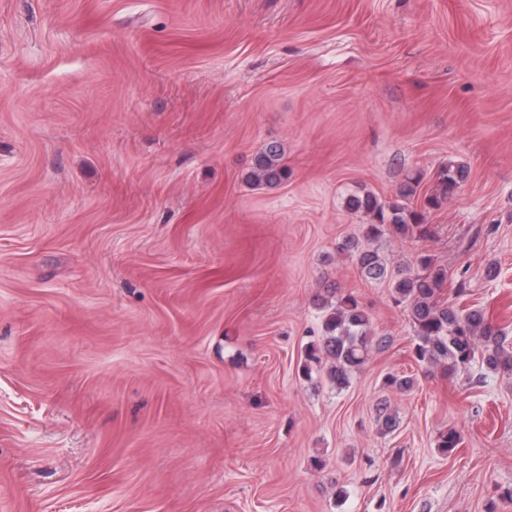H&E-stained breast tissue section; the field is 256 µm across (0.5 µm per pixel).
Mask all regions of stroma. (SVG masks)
I'll use <instances>...</instances> for the list:
<instances>
[{
    "label": "stroma",
    "mask_w": 512,
    "mask_h": 512,
    "mask_svg": "<svg viewBox=\"0 0 512 512\" xmlns=\"http://www.w3.org/2000/svg\"><path fill=\"white\" fill-rule=\"evenodd\" d=\"M448 162L380 251L512 327V0H0V512H512V379L420 375L340 249ZM327 287L388 339L340 391L300 371ZM287 175L280 146L269 145L256 156L252 179L257 185L274 186ZM466 177L467 171L464 165L451 163L442 165L436 173L435 191L425 196L420 203L423 210L412 209L407 202L403 203L413 195L412 188L401 194L400 199L391 202H380L377 197L368 193L351 197L349 199L351 209L364 211L372 216L370 224L361 225V237L371 242L379 240L390 232L404 238L424 237L428 232L427 224H424L426 210L439 207Z\"/></svg>",
    "instance_id": "35a3bbf8"
}]
</instances>
